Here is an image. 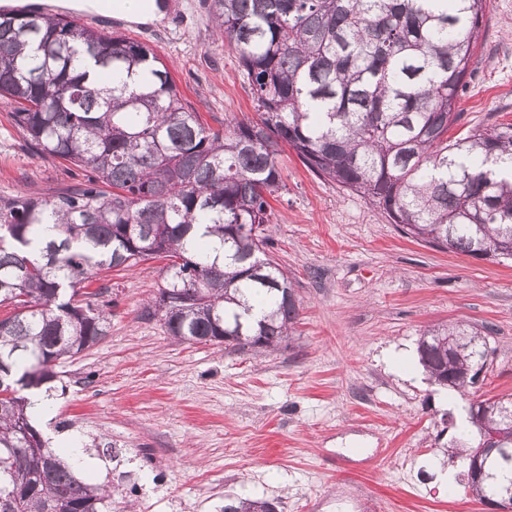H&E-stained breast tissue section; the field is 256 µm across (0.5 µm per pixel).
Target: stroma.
<instances>
[{"label": "stroma", "mask_w": 512, "mask_h": 512, "mask_svg": "<svg viewBox=\"0 0 512 512\" xmlns=\"http://www.w3.org/2000/svg\"><path fill=\"white\" fill-rule=\"evenodd\" d=\"M210 0H169L167 20L89 28L148 45L212 130L255 117L237 52L215 40ZM449 131L512 123V0H489ZM267 253L294 283L299 316L279 350L177 343L143 316L167 276L153 258L104 269L106 334L59 359L43 398L51 446L77 439L112 487V512H219L226 495L278 512H485L447 450L477 445L469 406L512 396V263L439 251L404 236L366 198L280 156ZM81 169L25 145L0 105V196L41 197ZM463 324L487 342L459 403L415 359L424 330ZM452 476L441 485L440 471Z\"/></svg>", "instance_id": "1"}]
</instances>
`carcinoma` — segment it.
<instances>
[{
	"instance_id": "cac0c4a2",
	"label": "carcinoma",
	"mask_w": 512,
	"mask_h": 512,
	"mask_svg": "<svg viewBox=\"0 0 512 512\" xmlns=\"http://www.w3.org/2000/svg\"><path fill=\"white\" fill-rule=\"evenodd\" d=\"M488 0H212L239 55L257 119L221 133L202 122L148 46L80 23L78 12L0 6V103L40 156L87 172L50 197L0 198V512H105L32 424L24 390L52 363L105 336L103 268L164 254L160 315L185 343L274 349L298 316L293 283L267 257L268 197L288 146L313 173L358 193L442 250L512 256V123L452 139ZM46 224L59 228L43 236ZM84 299H77V295ZM441 386L465 391L486 353L480 332L438 326L418 342ZM479 501L512 490L495 451L468 480ZM224 497L222 512H274Z\"/></svg>"
}]
</instances>
